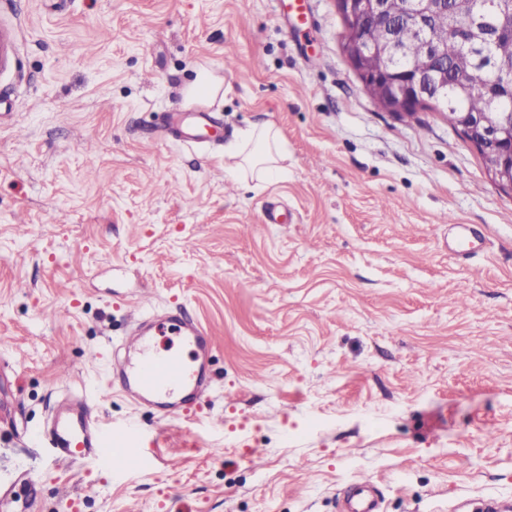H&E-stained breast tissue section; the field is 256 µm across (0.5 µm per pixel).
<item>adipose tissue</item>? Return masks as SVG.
<instances>
[{
  "mask_svg": "<svg viewBox=\"0 0 512 512\" xmlns=\"http://www.w3.org/2000/svg\"><path fill=\"white\" fill-rule=\"evenodd\" d=\"M286 149L285 138L271 123L253 125L240 131L237 139L224 149L235 170L265 183L279 170Z\"/></svg>",
  "mask_w": 512,
  "mask_h": 512,
  "instance_id": "ef3b65f1",
  "label": "adipose tissue"
}]
</instances>
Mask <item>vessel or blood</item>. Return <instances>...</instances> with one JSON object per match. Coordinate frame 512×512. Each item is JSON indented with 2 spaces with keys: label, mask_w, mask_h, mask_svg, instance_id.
Here are the masks:
<instances>
[{
  "label": "vessel or blood",
  "mask_w": 512,
  "mask_h": 512,
  "mask_svg": "<svg viewBox=\"0 0 512 512\" xmlns=\"http://www.w3.org/2000/svg\"><path fill=\"white\" fill-rule=\"evenodd\" d=\"M15 34L0 24V69H10L15 54ZM136 333L126 345L135 360L122 363L119 376L123 389L141 400H149L164 410L166 417L189 413L198 401L208 397L211 384L203 370L186 362L177 352L157 350L153 339L172 336L178 341L205 349L210 346L208 330L189 315H161L156 312L133 317ZM47 446L55 460L75 467L88 460L115 461L119 451L111 433L102 431L88 403L56 414L46 432ZM31 471L19 458L17 449L0 451V512H15L19 487L28 485ZM379 500L368 479L354 483L343 500V512H378Z\"/></svg>",
  "instance_id": "vessel-or-blood-1"
}]
</instances>
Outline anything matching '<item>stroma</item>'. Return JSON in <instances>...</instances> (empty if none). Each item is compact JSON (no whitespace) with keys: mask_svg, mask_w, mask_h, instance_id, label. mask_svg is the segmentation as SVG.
Returning a JSON list of instances; mask_svg holds the SVG:
<instances>
[{"mask_svg":"<svg viewBox=\"0 0 512 512\" xmlns=\"http://www.w3.org/2000/svg\"><path fill=\"white\" fill-rule=\"evenodd\" d=\"M0 19V427L32 450L29 512H342L364 478L381 512L512 502V195L441 113L365 93L336 0H0ZM201 65L224 78L221 141L161 139ZM264 122L288 158L261 185L224 147ZM143 297L212 336L189 414L112 383ZM66 400L136 428L144 459L53 462ZM15 34L13 29L1 22L0 24V69L3 72L11 68L12 59L15 54Z\"/></svg>","mask_w":512,"mask_h":512,"instance_id":"1","label":"stroma"}]
</instances>
